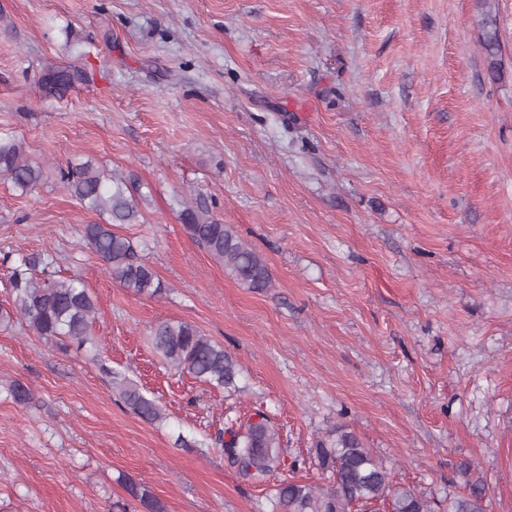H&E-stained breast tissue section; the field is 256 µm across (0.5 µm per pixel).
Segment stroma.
Returning a JSON list of instances; mask_svg holds the SVG:
<instances>
[{
	"label": "stroma",
	"mask_w": 512,
	"mask_h": 512,
	"mask_svg": "<svg viewBox=\"0 0 512 512\" xmlns=\"http://www.w3.org/2000/svg\"><path fill=\"white\" fill-rule=\"evenodd\" d=\"M67 65L87 82L47 96ZM4 135L43 177L28 193L0 179V305L19 255H52L45 276L97 303L99 355L0 326V512H112L128 478L166 512H272L281 480L329 485L316 448L340 429L434 512L469 479L512 512V0H0ZM87 160L139 185L118 231L161 294L112 281L85 242L99 217L60 173ZM198 196L271 288L189 237L179 203ZM163 320L222 344L235 388L165 364ZM14 379L35 406L3 392ZM259 414L280 458L249 478L214 441ZM111 378L112 389L134 414L150 423L163 421L165 416L161 407L142 392L136 381L121 372H111Z\"/></svg>",
	"instance_id": "35a3bbf8"
}]
</instances>
